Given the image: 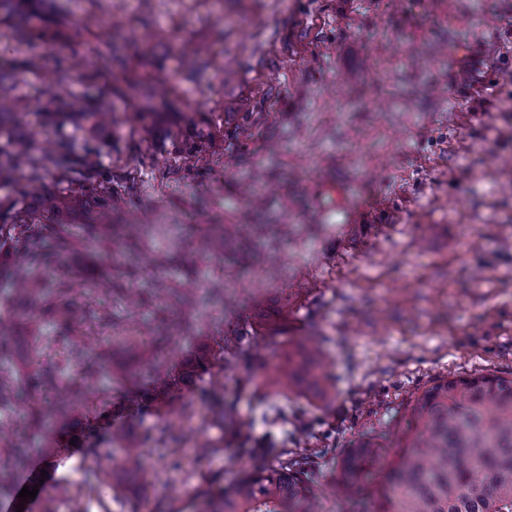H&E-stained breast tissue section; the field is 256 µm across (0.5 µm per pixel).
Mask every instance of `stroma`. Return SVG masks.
<instances>
[{"mask_svg": "<svg viewBox=\"0 0 512 512\" xmlns=\"http://www.w3.org/2000/svg\"><path fill=\"white\" fill-rule=\"evenodd\" d=\"M110 24L117 54L135 58L145 83H165L151 111L125 72L76 66L75 23ZM18 37L0 21V68L16 78L17 107L39 144L73 155L96 147L112 192L124 200L96 225L97 198L82 181L46 176L43 194L59 220L96 244L59 252L51 281L74 283L84 307L89 284L118 281L136 301L109 299L123 323L167 332L178 318L163 288L224 281V300L203 306L193 337L170 348L183 373L164 406L141 399L154 364L86 323L77 338L109 350L72 415L32 437L31 467L45 468L43 512H193L198 491L224 486L270 461L268 447L307 443L304 467L329 487L363 433L394 435L406 400L448 374L512 376V0H49ZM187 40L195 66L168 48ZM40 55L41 68L25 67ZM63 120L74 92L100 101ZM57 99L45 113L42 91ZM199 149L207 166L188 155ZM230 230L275 263L244 265L201 253L203 233ZM195 255L196 274L156 254ZM286 338L322 345L336 396L314 405L278 396L264 381L272 349L243 354L235 340L254 298ZM5 365L19 384L53 364L59 383L77 376L51 344L53 315L11 318ZM211 353L209 372L198 355ZM235 403L242 435L207 424L213 454L159 441L167 418ZM108 448L120 471L81 501L88 449ZM134 450L146 478L123 473Z\"/></svg>", "mask_w": 512, "mask_h": 512, "instance_id": "stroma-1", "label": "stroma"}]
</instances>
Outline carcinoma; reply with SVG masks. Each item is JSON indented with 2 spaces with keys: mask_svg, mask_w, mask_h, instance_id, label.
<instances>
[{
  "mask_svg": "<svg viewBox=\"0 0 512 512\" xmlns=\"http://www.w3.org/2000/svg\"><path fill=\"white\" fill-rule=\"evenodd\" d=\"M96 20L81 22L88 35L80 64L100 65L104 55L92 39ZM89 147L82 158L56 148L40 147L26 128L24 113L17 110L12 76L0 72V182L16 172H26L38 186L47 173L79 175L92 196H105L97 212L98 223L111 222L112 206L120 198L101 180ZM39 214L16 224L0 225V242H10L19 258L9 275L11 287L0 293V306L20 316L33 314L43 305L54 308L64 327L58 340L85 321V315L62 302L72 286L59 282L46 288L43 274L55 264L41 238L29 224H53L58 206L50 197L36 194ZM226 237L212 233L202 238L198 250L224 253ZM158 340L137 327L125 330L121 341L132 354L159 359L165 352ZM282 360L266 377L275 393H309L323 401L336 395V384L327 371L319 345L308 339L283 340ZM70 357L82 364L79 379L68 384L53 407L31 417L24 426L0 428V447L10 451V462L0 467V498L9 495L14 475L27 468L31 449L25 447L27 430L50 429L51 420L66 419L82 396L83 381L94 376L91 355L73 347ZM26 391L13 385L0 371V408L24 400ZM277 464L245 473L215 494L197 496L196 512H321L325 491L308 477L303 462L286 452L270 450ZM88 495L111 475L112 449L92 448L84 463ZM350 512H512V377L494 372L439 378L420 394L411 396L400 433L387 440L378 434L361 437L340 462L332 486Z\"/></svg>",
  "mask_w": 512,
  "mask_h": 512,
  "instance_id": "1",
  "label": "carcinoma"
}]
</instances>
